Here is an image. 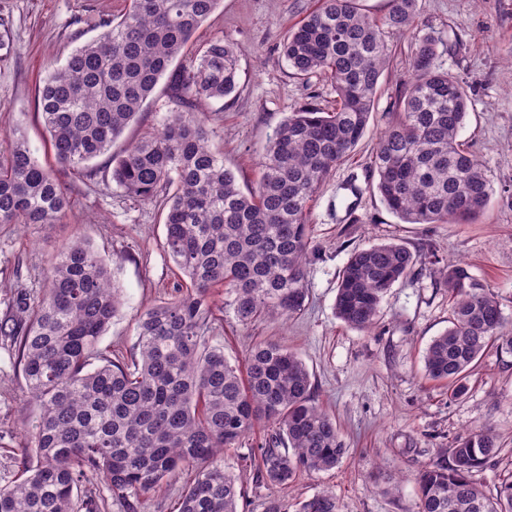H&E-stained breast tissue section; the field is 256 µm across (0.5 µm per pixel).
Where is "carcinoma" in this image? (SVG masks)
<instances>
[{
  "instance_id": "carcinoma-1",
  "label": "carcinoma",
  "mask_w": 512,
  "mask_h": 512,
  "mask_svg": "<svg viewBox=\"0 0 512 512\" xmlns=\"http://www.w3.org/2000/svg\"><path fill=\"white\" fill-rule=\"evenodd\" d=\"M220 0H128L118 21L76 48L39 89L37 106L60 169L86 175L109 155L111 178L142 202L167 192L163 248L183 275L166 301L138 324L139 357L104 354L101 336L121 306L111 269L83 237L63 245L36 292L18 291L0 335L18 354L30 403L24 478L0 486V512H99L82 485L105 483L108 498L156 491L176 472L195 469L177 512H239V478L224 469L264 423L256 485L286 486L302 472L330 470L347 453L336 420L315 401L311 375L292 350L258 343L244 367L230 364L208 333L220 311L213 296L248 325L287 320L308 297L310 203L333 169L364 137L379 80L390 63V35L418 27L416 0H389L381 18L360 0H320L288 33L282 55L301 80L322 78L334 107L290 113L269 141L254 188L242 189L209 144L198 105L236 91L233 49L214 36L189 67L169 68ZM438 40L415 39L398 119L379 136L373 156L381 201L405 224H470L493 188L480 161L458 140L471 86L435 64ZM178 109L156 134L123 153L113 142L139 114L164 75ZM70 197L57 172L41 165L16 128L0 147V225L56 224ZM418 262L397 242L351 251L340 276L335 313L357 330L371 328L391 288ZM448 327L425 353V370L448 383L453 398L469 391L471 374L496 347L512 357V336L495 293L450 264ZM498 436L475 428L438 449L417 478L418 512H512V475L487 495L471 479L494 467ZM295 512H338L322 490Z\"/></svg>"
}]
</instances>
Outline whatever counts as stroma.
I'll use <instances>...</instances> for the list:
<instances>
[{"instance_id":"35a3bbf8","label":"stroma","mask_w":512,"mask_h":512,"mask_svg":"<svg viewBox=\"0 0 512 512\" xmlns=\"http://www.w3.org/2000/svg\"><path fill=\"white\" fill-rule=\"evenodd\" d=\"M317 0H221L187 45L174 68L188 66L199 45L223 36L237 52L236 93L205 103L207 128L242 187L254 186L269 138L289 112L306 105L331 107L330 83L292 75L281 42ZM126 0H0V144L21 127L40 164L55 167L50 137L37 110L38 89L52 66L63 65L79 46L96 38L97 22L123 13ZM417 33L390 36L392 58L380 79L370 126L337 166L311 204L308 298L288 322L261 319L248 325L225 310L211 333L233 364H243L256 342L296 351L305 362L317 403L335 417L348 453L329 471L301 474L287 487H256L244 463L264 435L256 427L239 447L225 450L224 465L244 483L239 512H263L267 496L288 507L316 492L332 490L339 512H417L416 477L437 449L475 427H490L502 451L496 467L474 472L486 493L512 471V365L488 349L468 393L449 399L444 383L424 369L428 343L448 326L445 265L464 263L495 292L512 329V0H417ZM438 41L437 63L471 84L469 114L460 139L488 171L493 195L474 224H406L381 202L371 164L380 133L397 110L416 35ZM167 80H160L137 119L112 146L156 132L174 110ZM95 178L62 174L71 207L58 224L0 226V319L18 288H40L57 249L76 236L87 238L110 264L122 307L99 347L137 354V322L150 306L166 301L180 274L163 249L166 210L145 204L116 187L106 157L93 161ZM395 241L412 252L438 255L416 264L381 304L367 331L344 325L334 302L338 274L353 249ZM10 341L0 336V486L23 473L25 424L32 409Z\"/></svg>"}]
</instances>
